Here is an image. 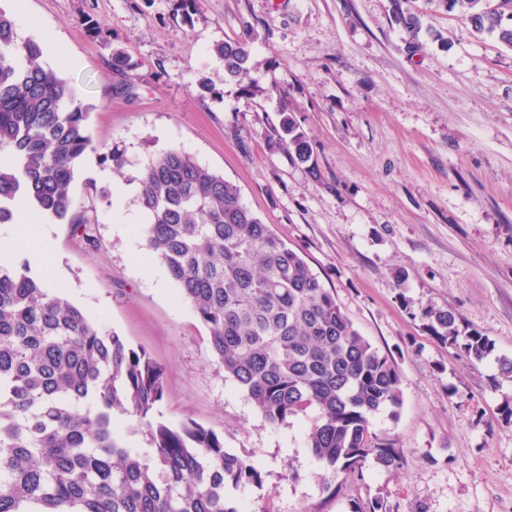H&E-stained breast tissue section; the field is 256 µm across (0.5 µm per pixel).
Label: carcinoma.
<instances>
[{
    "mask_svg": "<svg viewBox=\"0 0 512 512\" xmlns=\"http://www.w3.org/2000/svg\"><path fill=\"white\" fill-rule=\"evenodd\" d=\"M476 34L512 49V0H447ZM407 30L419 16L395 0ZM90 36L110 44L90 13ZM224 75L248 72L245 40L214 46ZM41 45L18 39L0 9V224L26 200L35 214L69 224L92 223L71 185L79 159L94 149L92 106L42 67ZM116 91L134 95L136 67L112 49ZM273 140L306 163L312 145L283 114ZM148 255L157 258L206 328L211 353L248 401L273 426L308 418L313 462L331 474L360 475L368 460L402 467L392 443H378L370 418L402 404L401 376L361 335L305 258L241 199L224 176L179 149L152 159L137 179ZM438 338L482 362L494 343L463 331L451 308L423 312ZM165 367L105 330L83 309L31 274L27 263L0 267V512H246L230 487L260 486L248 456L229 452L224 437L195 422L171 427L153 419L164 397ZM136 417L149 451L117 437L119 417Z\"/></svg>",
    "mask_w": 512,
    "mask_h": 512,
    "instance_id": "cac0c4a2",
    "label": "carcinoma"
}]
</instances>
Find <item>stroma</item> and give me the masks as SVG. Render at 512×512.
I'll return each instance as SVG.
<instances>
[{
    "label": "stroma",
    "mask_w": 512,
    "mask_h": 512,
    "mask_svg": "<svg viewBox=\"0 0 512 512\" xmlns=\"http://www.w3.org/2000/svg\"><path fill=\"white\" fill-rule=\"evenodd\" d=\"M27 0L20 39L53 35L40 63L90 104L95 148L72 184L92 203L91 238L53 223L49 246L65 296L166 368L156 419L196 422L248 455L259 487L230 490L251 512H512V426L499 420L512 381V49L471 32L443 0H407V32L393 0ZM91 13L111 45L79 22ZM243 38L249 74L224 78L215 44ZM137 62L134 98L115 94L109 60ZM214 91L197 97L200 79ZM309 138L310 161L272 141L282 114ZM129 163L102 162L111 146ZM177 147L234 185L243 202L302 253L354 327L400 373L402 404L370 430L404 465L366 463L331 491L305 446L307 421L272 426L214 361L205 327L149 258L135 199L115 210L96 193L131 182ZM130 218L118 234V217ZM405 271L404 284L395 274ZM164 288H157V281ZM455 309L461 329L494 351L472 362L436 337L428 308Z\"/></svg>",
    "instance_id": "stroma-1"
}]
</instances>
